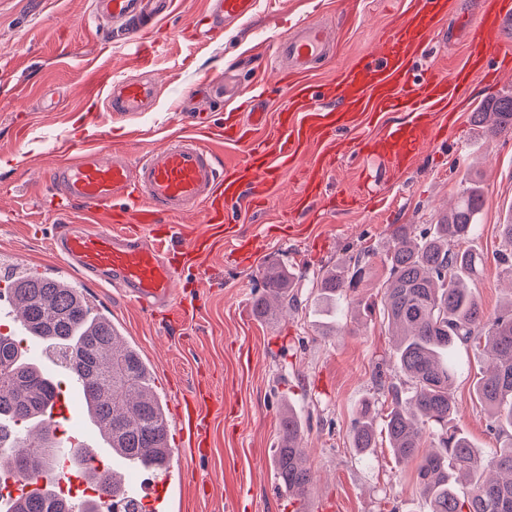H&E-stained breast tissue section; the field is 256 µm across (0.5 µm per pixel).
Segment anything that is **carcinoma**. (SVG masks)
Returning a JSON list of instances; mask_svg holds the SVG:
<instances>
[{
  "label": "carcinoma",
  "mask_w": 512,
  "mask_h": 512,
  "mask_svg": "<svg viewBox=\"0 0 512 512\" xmlns=\"http://www.w3.org/2000/svg\"><path fill=\"white\" fill-rule=\"evenodd\" d=\"M477 123L492 138L511 133L512 96L498 100L491 112L477 113ZM484 203L482 187L472 180L429 231L417 236L410 224L395 228L379 312L396 336L395 368L410 382V394L389 384L386 412L363 405L351 430L358 450L372 447L382 431L395 459L417 466L430 512H512V308L485 315L470 286L481 275L484 258L465 247ZM500 233L504 251L498 262L512 272V218L500 225ZM368 266V255L361 252L336 263L322 276L320 291L342 298ZM263 278L264 293L255 301L260 314L298 302L293 273L270 267ZM8 293L28 323L27 335L55 349L67 373L85 376L84 402L99 431L112 435L117 447L150 471L163 472L172 454L171 422L136 347L110 318L92 312L74 283L65 287L50 274L29 270L8 280ZM461 344L489 360L475 383L499 441L486 456L454 424L457 407L449 388L455 366L449 355ZM58 394L59 384L24 357L20 341L0 334V460H8L9 470L19 475L44 476V485L31 490L15 512H72L71 503L54 499L60 455L43 460V441L55 436L50 408ZM302 434L297 415L288 411L280 420L273 464L280 486L296 498L312 478ZM430 436L441 451L421 452ZM455 473L469 482L468 491H458Z\"/></svg>",
  "instance_id": "cac0c4a2"
}]
</instances>
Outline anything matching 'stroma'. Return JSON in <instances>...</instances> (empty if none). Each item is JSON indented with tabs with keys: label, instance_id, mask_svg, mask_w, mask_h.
<instances>
[{
	"label": "stroma",
	"instance_id": "35a3bbf8",
	"mask_svg": "<svg viewBox=\"0 0 512 512\" xmlns=\"http://www.w3.org/2000/svg\"><path fill=\"white\" fill-rule=\"evenodd\" d=\"M258 2L248 25L200 37L194 26L203 0H176L166 26L146 35L161 89L158 104L121 118L107 111L98 77L136 76L139 63L126 41L97 39L92 0H0V257L32 270L55 263L53 216L44 195L60 140L97 139L137 159L166 136L188 130L178 104L196 83L219 78L223 67L255 70L256 82L243 89L247 97L275 82L270 46L301 22L318 19L333 30L340 65L368 52L380 29L406 7L405 0ZM505 95H512V77L492 89L474 84L453 104V129L404 173L392 174L383 162L361 155L338 157L327 193L347 190L366 200L355 210L326 214L322 223L298 216L295 230H281L285 205L301 189L293 177L262 210L241 198L233 207L237 236L256 240L258 249L241 266L226 240L202 259L198 283L186 285L196 293L195 312L178 330L163 331L116 289H92L98 308L150 364L161 399L198 386L208 393L203 428L209 455L173 483L169 512H294L293 499L273 476L281 413L288 406L303 422L313 474L304 498L314 512H429L413 469L396 462L385 439L362 455L352 445L361 405L384 401L381 381L407 385L394 367L386 322L364 306L380 299L388 276L384 256L397 225L421 230L436 223L474 177L485 196L468 243L485 259L474 288L489 316L512 300V274L496 259L499 226L512 215V133L490 138L473 122L474 113ZM364 249L372 254L368 275L341 314L328 316L317 302L322 275ZM270 266L297 273L302 302L263 319L255 300ZM452 357L455 423L479 454H488L498 443L474 393L482 362L463 345Z\"/></svg>",
	"mask_w": 512,
	"mask_h": 512
}]
</instances>
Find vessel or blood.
<instances>
[{
  "label": "vessel or blood",
  "mask_w": 512,
  "mask_h": 512,
  "mask_svg": "<svg viewBox=\"0 0 512 512\" xmlns=\"http://www.w3.org/2000/svg\"><path fill=\"white\" fill-rule=\"evenodd\" d=\"M255 7L256 0H206L202 15L210 30L226 31L249 20ZM448 7L447 0H411L410 9L378 35L370 52L354 56L322 81L315 77L318 66L333 58L336 44L320 21H306L275 45L276 59L285 63L280 71L285 106L271 115L263 104H251L244 120L226 113L222 142L202 143L198 127L167 137L135 162L101 144L69 143L70 158L50 177V200L57 213L78 210L93 221L56 225L53 250L67 269L99 287L121 289L143 310L178 317L184 309L177 288L181 265L196 264L216 237L231 233L237 222L232 206L242 196H249L254 207H264L285 176L299 172L302 189L293 213L313 221L325 210L350 209L358 198L324 193L338 152L377 156L392 172H404L447 132L452 121L448 102L455 93L478 79L498 85L512 73L507 46L512 8L499 0H486L480 21L464 24L468 58L461 67L448 73L433 67L416 71L414 61ZM174 8L175 0H94L93 19L98 31L120 29L124 39L136 44L146 70L150 52L141 34L166 23ZM101 87L109 111L124 117L152 111L158 100V84L146 74L117 82L107 77ZM391 109L406 112V121L377 135L354 137L365 117ZM270 121L277 135L261 138ZM228 144L242 147V159L225 160ZM313 150L318 153L314 163L298 169ZM199 210L204 213L201 228L189 235L176 229L174 218ZM84 387V377L73 378L71 396L56 401L55 415L85 423ZM180 400L186 409L175 422L190 446H201L203 405L188 392ZM85 454L95 467L102 456L112 459L114 489H97V512H112L113 506L138 499L165 512L175 476L185 475L194 462L178 454L155 480L139 482L134 459L115 453L111 438L86 447Z\"/></svg>",
  "instance_id": "obj_1"
}]
</instances>
